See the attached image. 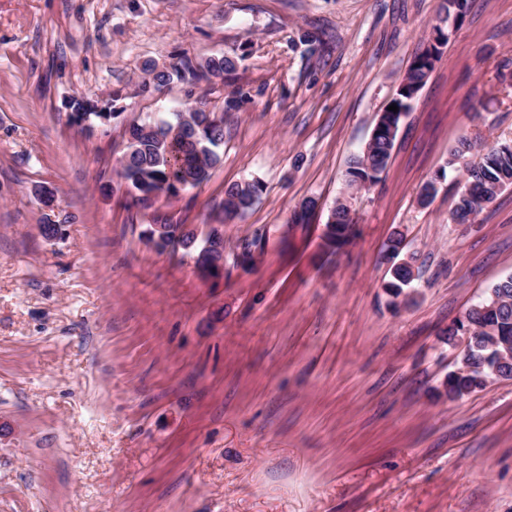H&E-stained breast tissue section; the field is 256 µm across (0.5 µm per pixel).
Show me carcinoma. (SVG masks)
<instances>
[{
	"label": "carcinoma",
	"instance_id": "1",
	"mask_svg": "<svg viewBox=\"0 0 512 512\" xmlns=\"http://www.w3.org/2000/svg\"><path fill=\"white\" fill-rule=\"evenodd\" d=\"M237 69V61L221 56L207 59L203 63L189 60L180 61L172 71L153 73V83L162 85L172 78L190 77L193 81L224 79ZM432 67L422 61H414L406 70L403 80L407 87L397 91L392 102L398 110L389 112V123L400 126L401 115L410 108L411 88H422ZM71 118L79 125H92L110 117L111 104L98 105L84 96L70 102ZM395 138L375 134L369 139L362 152L353 157L346 171L347 180L358 178L377 180L388 164ZM224 143V116L209 112L200 106L191 107L185 113H174V120L157 119L134 124L129 130L126 151L120 162V175L135 202L144 210L153 207L156 197L166 193L176 197L188 188L206 180L209 170L221 161L220 148ZM481 148L478 137L462 136L451 153L450 165L460 164L466 172L464 188L452 211L451 218L459 224L470 221V215L483 209L482 203L493 202L506 188L512 186V142H501L479 153L476 162L469 160L473 151ZM262 186L258 182L236 183L224 192L223 214L241 216L259 199ZM353 196L336 199L330 210L326 231L322 236L323 248L327 251L347 244L353 228L348 215ZM145 244L157 250L180 247L195 253L196 267L204 271L211 264L213 255L224 253V230L217 224L209 228L206 238L197 231L173 217L153 212L151 223L142 232ZM391 279L386 288L395 297L404 293L414 279L411 261L404 260L390 268ZM497 296L501 304L489 307V300L477 304L467 314L448 327L446 341L454 345L455 337L462 335L465 327L473 331L468 348L460 353V361H472L483 366V372L465 373L458 369L446 375L442 382L444 394L450 399L463 398L481 388L493 377L498 365V350L487 344V337L498 334L512 339V276L494 284L488 296Z\"/></svg>",
	"mask_w": 512,
	"mask_h": 512
}]
</instances>
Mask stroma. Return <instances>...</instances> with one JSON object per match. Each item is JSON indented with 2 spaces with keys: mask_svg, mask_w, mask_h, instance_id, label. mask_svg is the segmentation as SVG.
I'll return each instance as SVG.
<instances>
[{
  "mask_svg": "<svg viewBox=\"0 0 512 512\" xmlns=\"http://www.w3.org/2000/svg\"><path fill=\"white\" fill-rule=\"evenodd\" d=\"M442 3L0 0V512H512V380L439 393L459 366L449 324L512 275V188L455 223L465 175L448 166L462 135L512 140V0H468L352 202L350 243L320 237ZM224 54L231 82L140 92L146 64ZM77 95L115 117L82 130ZM191 97L223 114V157L157 208L203 232L229 185L264 186L223 224L219 279L144 244L119 175L129 128ZM40 186L60 239L41 233ZM396 231L409 300L385 288ZM396 136L397 133L392 138L379 133L371 136L362 152L351 159L346 171V180L353 182L356 178L369 177V184L372 185L388 164ZM368 169H372L376 175L370 176Z\"/></svg>",
  "mask_w": 512,
  "mask_h": 512,
  "instance_id": "stroma-1",
  "label": "stroma"
}]
</instances>
